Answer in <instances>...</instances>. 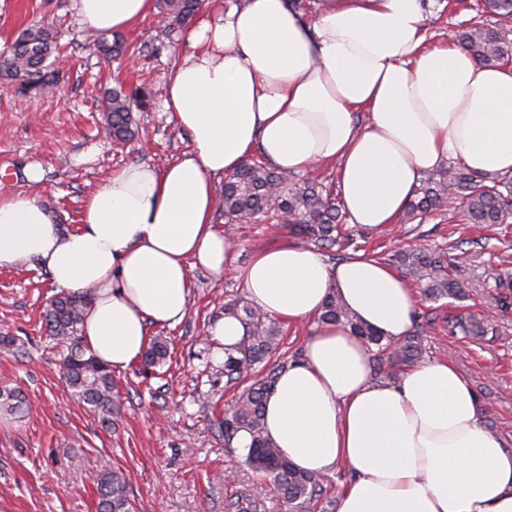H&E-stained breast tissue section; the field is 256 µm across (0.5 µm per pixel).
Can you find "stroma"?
<instances>
[{
	"instance_id": "stroma-1",
	"label": "stroma",
	"mask_w": 512,
	"mask_h": 512,
	"mask_svg": "<svg viewBox=\"0 0 512 512\" xmlns=\"http://www.w3.org/2000/svg\"><path fill=\"white\" fill-rule=\"evenodd\" d=\"M481 0H435L429 30L451 38L458 25L478 15ZM51 24L60 45L56 90L30 100L0 85V196L38 197L53 223L78 224L88 197L113 170L144 162L165 168L187 149L189 137L164 108L173 64L193 49L189 31L167 32L159 15L124 31L129 50L104 62L86 47L74 0H0V49L33 24ZM146 82L152 110L135 140L120 144L105 130L100 101L119 84ZM40 181H28L29 166ZM214 223L236 245L237 265L254 253L291 241L275 224ZM355 247L394 264V253L413 245L447 248L467 292L447 314L465 308L492 310L497 330L484 337L449 331L436 322L425 360L452 362L477 392L484 424L512 446V309L497 308L488 279L492 269L512 273V219L469 224L462 209L397 224L394 231L348 225ZM190 309L172 326L150 327L170 341L166 364L143 374L139 364L113 372L123 396L114 428L72 397L60 370L63 352L41 328V313L55 296L47 271L23 266L0 271V387L19 390L27 413L0 412V512H96L93 477L126 474L136 512H226V504L257 490L258 480L239 454L229 452L215 419L241 387L226 382L214 360L209 330L228 297L243 296L232 274L217 279L193 273ZM9 344H2V337Z\"/></svg>"
}]
</instances>
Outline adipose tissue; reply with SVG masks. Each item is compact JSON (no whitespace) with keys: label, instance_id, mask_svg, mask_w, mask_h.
Instances as JSON below:
<instances>
[{"label":"adipose tissue","instance_id":"obj_1","mask_svg":"<svg viewBox=\"0 0 512 512\" xmlns=\"http://www.w3.org/2000/svg\"><path fill=\"white\" fill-rule=\"evenodd\" d=\"M430 3L322 0L310 19L290 0L209 9L167 78L164 107L189 136L179 160L113 171L72 230L34 197H0V269L38 265L57 291L95 289L81 334L117 371L140 360L149 326L186 316L198 268L235 272L250 305L282 321H309L335 294L380 336H406L417 295L376 258L333 264L285 242L236 266L234 243L213 224L214 187L257 151L292 173L333 163L350 223L381 230L448 160L512 177V65L429 43ZM75 6L97 33L155 12V0ZM264 427L300 469L349 468L337 512H512V448L486 429L472 385L442 360L374 380L350 328H313L266 399Z\"/></svg>","mask_w":512,"mask_h":512}]
</instances>
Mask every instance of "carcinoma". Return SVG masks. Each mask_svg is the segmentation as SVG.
I'll return each instance as SVG.
<instances>
[{"mask_svg": "<svg viewBox=\"0 0 512 512\" xmlns=\"http://www.w3.org/2000/svg\"><path fill=\"white\" fill-rule=\"evenodd\" d=\"M166 19L170 28H183L200 7V0H166ZM485 12L503 18L512 17V0H484ZM459 47L482 65L495 67L512 61V29L494 27L485 21H473L454 34ZM94 50L105 60L123 55L128 46L115 36L93 38ZM57 52L55 34L44 26L23 29L14 41L0 52V79L14 84L31 98L50 92L57 85V75L49 59ZM146 83L130 91L114 90L102 104L107 128L112 138L126 143L135 136L132 112L149 111ZM222 216L229 224H257L286 216V227L299 239L331 251L350 242L342 224V213L330 188L310 179H300L269 166L261 159L246 161L227 176L220 189ZM462 207L472 224H504L512 215V178L480 176L463 164H450L423 177L414 198L404 212L403 221L411 223L426 215ZM404 266L403 276L421 288L429 299H462L465 290L453 274L447 259L434 251L415 247L398 254ZM499 290L500 308L512 304V278L500 272L492 276ZM94 298L92 291L81 297L60 294L43 312L42 324L57 343L65 347L62 371L73 396L105 425L120 415L121 402L115 392L112 373L77 336L84 308ZM224 314L238 317L245 326V336L236 346V354L224 360V377L232 382L259 372L260 377L239 394L234 404L224 409L217 420L224 434V445L240 452L245 464L260 482L271 485L288 512H313L324 493V477L301 471L288 462L264 432V403L277 375L284 369L270 359L281 344L282 330L276 319L253 308L240 297L224 302ZM318 324H344L371 348L372 367L376 376L393 379L405 367H412L426 352V326L430 318L416 325L401 339L384 338L359 324L336 296L325 302L315 316ZM452 327L473 336H485L489 324L476 313L455 318ZM170 357L169 341L154 336L141 358V365L154 369ZM25 400L14 389H0V411L24 415ZM250 436L245 448H237L241 434ZM96 512H134L127 490V479L120 471L99 475L96 480Z\"/></svg>", "mask_w": 512, "mask_h": 512, "instance_id": "carcinoma-1", "label": "carcinoma"}]
</instances>
